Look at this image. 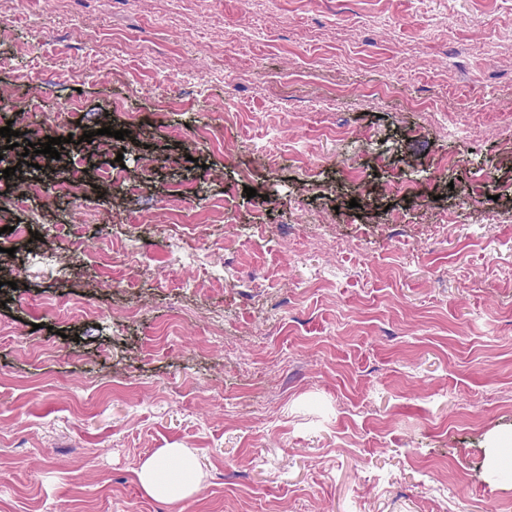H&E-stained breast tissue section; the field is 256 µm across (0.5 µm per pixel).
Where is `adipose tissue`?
<instances>
[{
    "mask_svg": "<svg viewBox=\"0 0 512 512\" xmlns=\"http://www.w3.org/2000/svg\"><path fill=\"white\" fill-rule=\"evenodd\" d=\"M196 462L183 448H168L147 461L141 469L140 480L154 497L174 499L196 489Z\"/></svg>",
    "mask_w": 512,
    "mask_h": 512,
    "instance_id": "adipose-tissue-1",
    "label": "adipose tissue"
}]
</instances>
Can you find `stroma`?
<instances>
[{
	"label": "stroma",
	"instance_id": "1",
	"mask_svg": "<svg viewBox=\"0 0 512 512\" xmlns=\"http://www.w3.org/2000/svg\"><path fill=\"white\" fill-rule=\"evenodd\" d=\"M0 87L66 139L0 176V512H512V0H9ZM174 459L179 461L177 468L170 466ZM195 472V459L186 449L168 448L144 464L140 480L151 496L175 500L196 489ZM174 487L178 488L177 493L172 492Z\"/></svg>",
	"mask_w": 512,
	"mask_h": 512
}]
</instances>
